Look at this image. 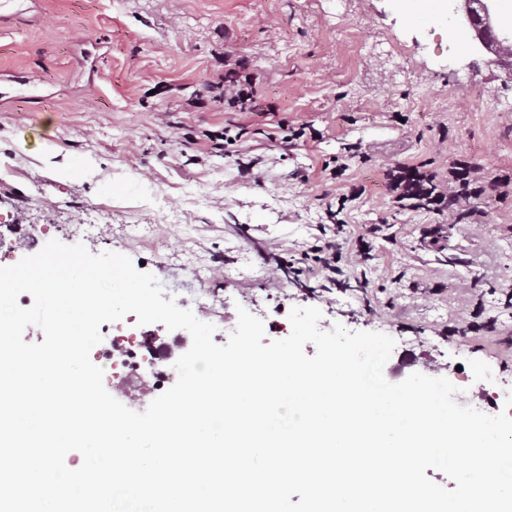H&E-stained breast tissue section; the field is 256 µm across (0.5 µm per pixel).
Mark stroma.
Returning <instances> with one entry per match:
<instances>
[{
    "mask_svg": "<svg viewBox=\"0 0 512 512\" xmlns=\"http://www.w3.org/2000/svg\"><path fill=\"white\" fill-rule=\"evenodd\" d=\"M430 2L0 0V267L52 239L119 252L169 297L206 292L219 331L242 307L269 341L289 336L292 308L316 307L320 329L395 340L388 381L444 377L459 404L500 413L492 396L512 390V197L473 200L487 217L472 224L461 208L395 207L384 179L393 162L512 174V80L456 50L459 17ZM228 54L257 77L262 106L320 138L285 150L264 118L195 104ZM233 121L241 141L215 149L210 133ZM352 145L359 157L331 178ZM243 164L254 180L239 177ZM352 184L364 193L340 214L345 234L383 227L368 261L333 280L262 263L259 251L313 244ZM476 310L489 337L468 331Z\"/></svg>",
    "mask_w": 512,
    "mask_h": 512,
    "instance_id": "35a3bbf8",
    "label": "stroma"
}]
</instances>
